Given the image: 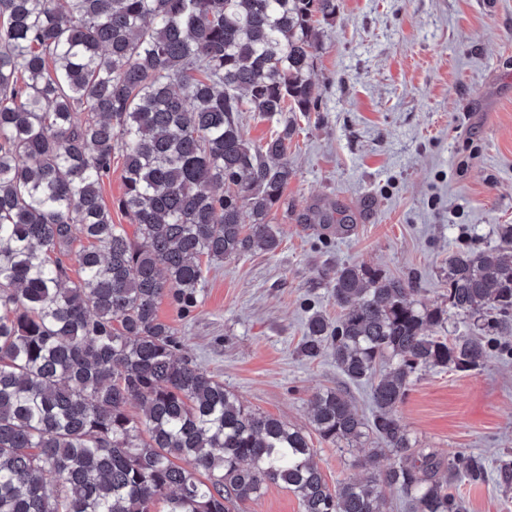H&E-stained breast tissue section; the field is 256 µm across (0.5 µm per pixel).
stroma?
<instances>
[{"instance_id": "stroma-1", "label": "stroma", "mask_w": 512, "mask_h": 512, "mask_svg": "<svg viewBox=\"0 0 512 512\" xmlns=\"http://www.w3.org/2000/svg\"><path fill=\"white\" fill-rule=\"evenodd\" d=\"M321 29L318 108L298 118L294 175L270 216L279 248L212 265L190 315L167 299L158 315L246 407L307 430L333 487L392 457L313 432L319 390L342 389L366 418L372 407L331 356H301L305 319L314 309L336 320L329 277L361 263L446 304L449 253L494 246L497 226L512 224V0H336ZM334 210L348 235L323 228ZM499 342L481 370L421 373L399 408L418 447L486 458L485 479L454 488L466 512H512V479L499 473L512 462V330Z\"/></svg>"}]
</instances>
